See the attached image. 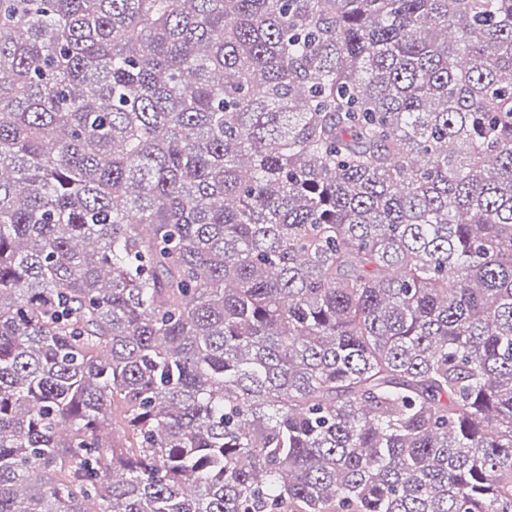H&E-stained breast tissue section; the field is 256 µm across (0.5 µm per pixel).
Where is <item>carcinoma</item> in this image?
I'll list each match as a JSON object with an SVG mask.
<instances>
[{"mask_svg": "<svg viewBox=\"0 0 512 512\" xmlns=\"http://www.w3.org/2000/svg\"><path fill=\"white\" fill-rule=\"evenodd\" d=\"M0 512H512V0H0Z\"/></svg>", "mask_w": 512, "mask_h": 512, "instance_id": "cac0c4a2", "label": "carcinoma"}]
</instances>
